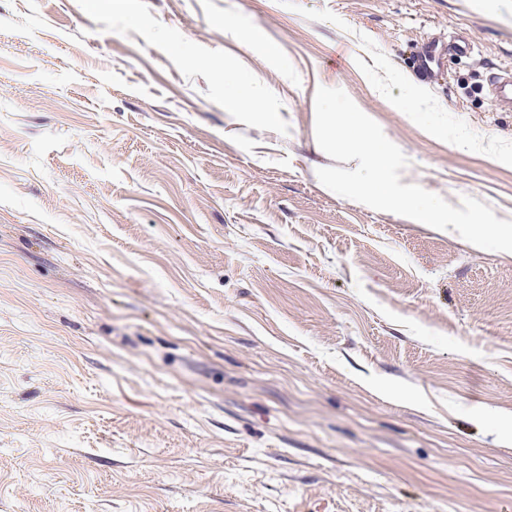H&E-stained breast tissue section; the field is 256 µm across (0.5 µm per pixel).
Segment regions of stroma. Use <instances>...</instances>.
I'll return each mask as SVG.
<instances>
[{
    "label": "stroma",
    "mask_w": 512,
    "mask_h": 512,
    "mask_svg": "<svg viewBox=\"0 0 512 512\" xmlns=\"http://www.w3.org/2000/svg\"><path fill=\"white\" fill-rule=\"evenodd\" d=\"M503 69L512 0H0V512H512V252L324 187L314 103L512 220ZM437 47L438 43L432 39H428L418 48L417 55L421 61L419 69L425 75L426 79L437 76L439 72V54H437ZM490 93L497 105L512 108V72L501 71L490 78ZM228 103L231 106L261 112L267 121H273L277 112V107L269 100L265 90L258 84L248 86L241 94H233Z\"/></svg>",
    "instance_id": "35a3bbf8"
}]
</instances>
